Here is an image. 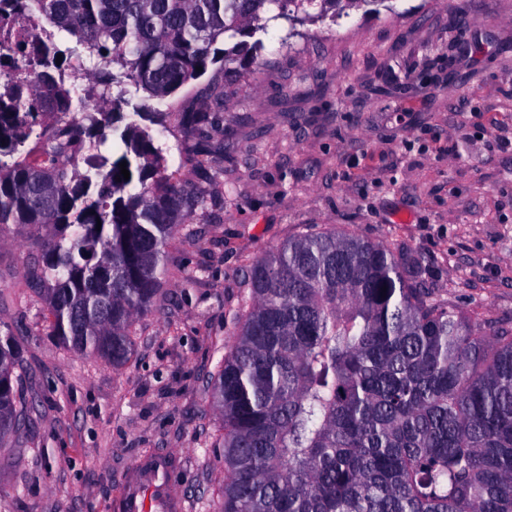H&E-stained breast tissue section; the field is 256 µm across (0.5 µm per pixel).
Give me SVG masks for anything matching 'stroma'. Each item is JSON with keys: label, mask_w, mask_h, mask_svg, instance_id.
Wrapping results in <instances>:
<instances>
[{"label": "stroma", "mask_w": 512, "mask_h": 512, "mask_svg": "<svg viewBox=\"0 0 512 512\" xmlns=\"http://www.w3.org/2000/svg\"><path fill=\"white\" fill-rule=\"evenodd\" d=\"M259 63L219 65L161 104L169 173L220 198L165 248L129 361L77 354L50 332L26 264L36 230L0 234V326L29 406L0 450V512H122L137 464L162 459L182 512H215L224 461L210 383L231 349L253 263L306 231L403 246L434 299L512 328V0H392L337 22H270ZM226 85L204 182L177 114Z\"/></svg>", "instance_id": "obj_1"}]
</instances>
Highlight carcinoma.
Listing matches in <instances>:
<instances>
[{
  "label": "carcinoma",
  "instance_id": "carcinoma-1",
  "mask_svg": "<svg viewBox=\"0 0 512 512\" xmlns=\"http://www.w3.org/2000/svg\"><path fill=\"white\" fill-rule=\"evenodd\" d=\"M53 28L15 45L28 79L0 84V234L45 228L28 270L70 350L125 364L164 275V249L208 199L174 180L150 102L224 63L257 60L290 25L385 0H11ZM270 16H265V13ZM75 39L63 44L62 34ZM232 40L229 48L216 47ZM98 69L80 73L82 53ZM61 63H56V59ZM135 87L144 97L128 95ZM224 111L213 85L179 112L208 176ZM149 124H144V121ZM130 178L117 180L120 163ZM421 259L336 231L256 261L220 362L218 512H512V331L431 296ZM17 353L0 336V447L24 420Z\"/></svg>",
  "mask_w": 512,
  "mask_h": 512
}]
</instances>
